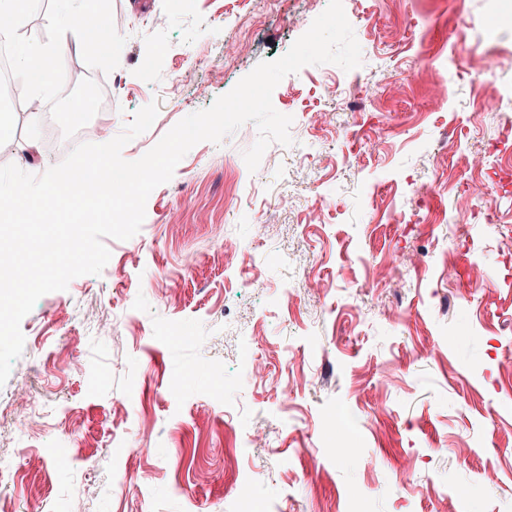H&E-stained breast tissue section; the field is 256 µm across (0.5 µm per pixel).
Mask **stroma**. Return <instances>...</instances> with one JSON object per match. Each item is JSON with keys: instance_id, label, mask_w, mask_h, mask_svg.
Listing matches in <instances>:
<instances>
[{"instance_id": "obj_1", "label": "stroma", "mask_w": 512, "mask_h": 512, "mask_svg": "<svg viewBox=\"0 0 512 512\" xmlns=\"http://www.w3.org/2000/svg\"><path fill=\"white\" fill-rule=\"evenodd\" d=\"M41 2L20 39L56 46L88 80L78 94L111 98L113 133L157 102L122 150L134 161L285 54L329 0H106L107 53L81 36L58 44L59 0ZM349 10L361 66L308 65L273 92L292 145L270 144L252 172L254 124L196 144L149 195L139 232L105 238L101 274L22 319L0 407L23 380L51 414L27 427L0 415V460L25 475L0 485L14 512H65L79 490L89 512H264L272 500L284 512H512V272L496 250L512 234V69L477 75L488 45L512 61V0ZM5 97L0 143L42 175L59 159L30 153L40 123ZM478 181L495 221L460 223ZM324 193L334 204L316 210ZM477 257L487 281L473 288ZM230 261L252 264L260 287L228 280ZM101 315L118 319L116 336L91 329ZM43 346L54 363L40 365ZM292 362L310 385L291 393ZM230 416L265 446L239 447ZM336 420L352 429L345 453ZM242 470L257 496L237 488Z\"/></svg>"}]
</instances>
